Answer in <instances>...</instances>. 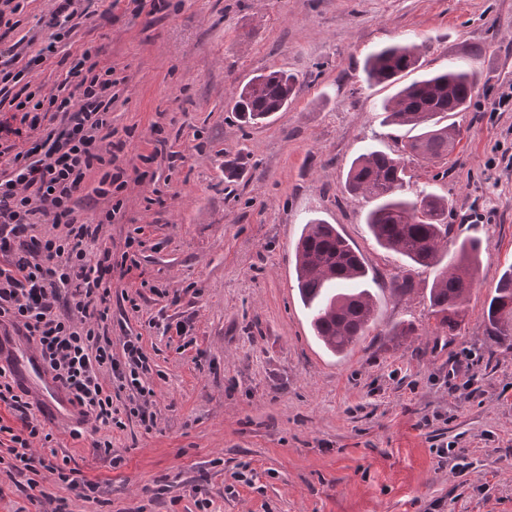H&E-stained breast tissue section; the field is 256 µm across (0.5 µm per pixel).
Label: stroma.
I'll return each mask as SVG.
<instances>
[{
  "instance_id": "stroma-1",
  "label": "stroma",
  "mask_w": 512,
  "mask_h": 512,
  "mask_svg": "<svg viewBox=\"0 0 512 512\" xmlns=\"http://www.w3.org/2000/svg\"><path fill=\"white\" fill-rule=\"evenodd\" d=\"M177 9L76 19L36 82L67 78L63 59L100 46L121 78L112 126L135 136L119 158L138 163L161 125L176 163L157 157L124 216L102 238L121 254L138 235L140 312L112 291V352L141 336L150 359L156 425L112 432L111 468L90 439L50 422L57 458L100 479L98 502L70 512H512V351L485 320L490 294L512 263V112H485L512 82V0H178ZM52 0H26L12 39L35 56ZM400 41L419 48L406 81L479 51L487 75L468 111V132L447 158L410 159L408 196L449 201L454 240L481 242L465 321L437 332L429 315L432 268H413L376 245L371 200L341 191L351 161L371 148L401 150L407 130L378 110L394 86H367L363 62ZM285 68L301 88L286 111L258 125L229 107L237 86ZM161 203H153V193ZM336 225L360 251L377 298L372 334L341 357L313 339L294 281L293 249L307 220ZM414 291L393 296L392 279ZM415 327L390 342L395 324ZM480 356L469 395L448 389V363ZM470 466L451 473L443 447ZM252 485L234 481L239 465Z\"/></svg>"
}]
</instances>
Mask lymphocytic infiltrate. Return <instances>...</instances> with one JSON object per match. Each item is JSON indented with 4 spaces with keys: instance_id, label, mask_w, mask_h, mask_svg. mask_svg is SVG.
Segmentation results:
<instances>
[{
    "instance_id": "obj_1",
    "label": "lymphocytic infiltrate",
    "mask_w": 512,
    "mask_h": 512,
    "mask_svg": "<svg viewBox=\"0 0 512 512\" xmlns=\"http://www.w3.org/2000/svg\"><path fill=\"white\" fill-rule=\"evenodd\" d=\"M21 8V0H0V108L8 110L0 120V330L33 344L68 394L78 414L70 437L82 438L83 426L91 425L99 434L93 448L110 456L112 429L130 420L147 431L155 425L148 409L152 368L140 337H125L117 357L108 334L112 291L125 285L136 262L127 252L114 257L101 242L122 212V193L146 175L119 163L126 142L116 139L109 120L116 81L99 66L100 47L73 56V89L29 78L32 66L50 60L68 37L66 22L85 15L83 0H60L52 33L27 60L5 43ZM92 178L107 206L89 221L82 211ZM35 408L10 364H0V465L42 498V476L50 474L67 491L52 512H69V497L90 500L100 483L42 455L53 436Z\"/></svg>"
}]
</instances>
